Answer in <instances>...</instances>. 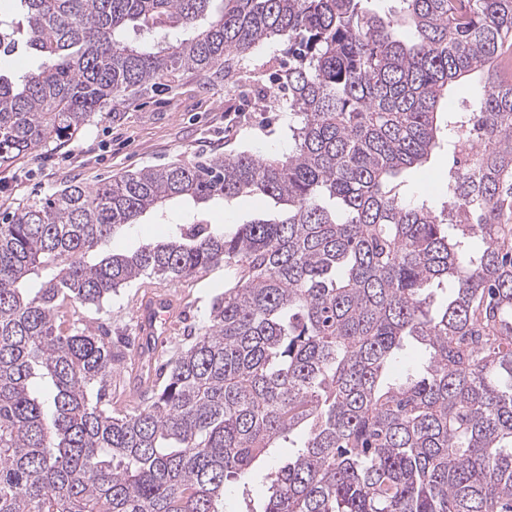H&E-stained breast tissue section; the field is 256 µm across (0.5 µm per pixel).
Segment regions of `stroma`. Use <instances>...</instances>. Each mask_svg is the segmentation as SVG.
<instances>
[{"mask_svg":"<svg viewBox=\"0 0 512 512\" xmlns=\"http://www.w3.org/2000/svg\"><path fill=\"white\" fill-rule=\"evenodd\" d=\"M287 49L282 39L259 46L254 54V63L259 67L254 79L245 73H228L220 80L188 73L171 88L148 89L114 100L76 136L46 143L10 166L0 167V217L71 183L92 187L147 166L196 162L217 153L287 155L292 146L289 126L294 118L286 108V91L273 80L287 59ZM452 165L451 154L443 148L435 152L427 170L403 173L406 198L440 202ZM268 207L269 202L263 197H242L226 204H210L204 217L222 228L251 219ZM186 219L183 205L170 204L163 216L144 219L119 232L109 248L115 252L133 251L160 239L172 225ZM235 281L234 270L218 266L168 285V292L189 317L188 322L176 323V336L183 339L195 335L207 320L214 296ZM156 286V280L145 278L122 288L100 309L87 311V328L133 334L134 301ZM285 454V449H272L248 483H230L226 512H244L247 502H260L263 474L272 461Z\"/></svg>","mask_w":512,"mask_h":512,"instance_id":"1","label":"stroma"}]
</instances>
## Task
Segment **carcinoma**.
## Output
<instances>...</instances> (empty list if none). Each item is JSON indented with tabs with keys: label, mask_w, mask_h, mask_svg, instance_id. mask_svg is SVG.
<instances>
[{
	"label": "carcinoma",
	"mask_w": 512,
	"mask_h": 512,
	"mask_svg": "<svg viewBox=\"0 0 512 512\" xmlns=\"http://www.w3.org/2000/svg\"><path fill=\"white\" fill-rule=\"evenodd\" d=\"M364 2L19 0L42 63L0 76V166L120 95L248 71L276 38L298 125L283 159L70 184L0 224V512H224L226 481L297 430L247 512H512V0H400L407 38ZM475 73L472 111L443 113ZM467 139L440 206L404 197L401 174ZM243 195L275 210L105 251L169 202ZM221 265L235 286L124 405L128 345L83 310ZM414 342L424 360L389 377Z\"/></svg>",
	"instance_id": "carcinoma-1"
}]
</instances>
